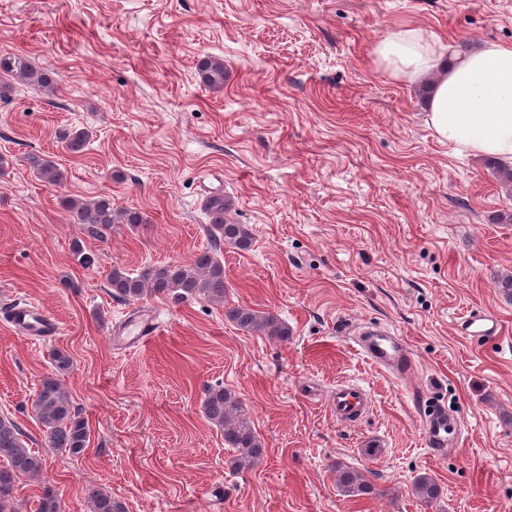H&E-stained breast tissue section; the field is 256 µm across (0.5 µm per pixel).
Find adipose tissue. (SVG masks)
<instances>
[{"label": "adipose tissue", "mask_w": 512, "mask_h": 512, "mask_svg": "<svg viewBox=\"0 0 512 512\" xmlns=\"http://www.w3.org/2000/svg\"><path fill=\"white\" fill-rule=\"evenodd\" d=\"M376 61L393 77L430 82L428 126L456 153L512 165V45L445 54L416 28L388 34Z\"/></svg>", "instance_id": "ef3b65f1"}]
</instances>
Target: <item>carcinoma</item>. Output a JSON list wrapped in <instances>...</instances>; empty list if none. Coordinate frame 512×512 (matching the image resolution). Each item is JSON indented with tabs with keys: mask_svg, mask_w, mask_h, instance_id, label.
<instances>
[{
	"mask_svg": "<svg viewBox=\"0 0 512 512\" xmlns=\"http://www.w3.org/2000/svg\"><path fill=\"white\" fill-rule=\"evenodd\" d=\"M197 71L201 82L208 88L224 89L226 70L224 58L206 55L198 60ZM60 74L57 71L35 67L28 56L13 53L0 56V98L12 92V83H19L51 93L58 89ZM89 133L69 130L64 134L66 148L73 154L84 151ZM27 163L42 182L55 185L63 179L58 164L52 157L31 154ZM486 166L505 189L512 191V166L506 167L489 158ZM234 204L224 192L213 191L203 203L208 219L207 232L210 248L195 255L187 263H172L132 276L121 267H114L108 284L112 297L121 301H135L144 297L168 299L174 303L203 299L224 305L225 317L239 329L258 333L272 341L286 342L292 331L273 312H264L246 305L224 304L226 283L224 263L218 258L223 248L248 251L253 245V235L246 224L237 223L231 216ZM71 221L84 226L93 237L103 238L114 224L139 227L149 223L145 213L136 208L116 209L112 197L100 196L91 201L73 199L68 203ZM55 373L44 376L39 385L33 410L42 424L48 446L58 448L71 456L84 453L89 440L87 421L72 405L63 389L59 375L72 367L70 357L61 350L53 355ZM203 412L207 420L224 432V445L232 452L231 470L239 471L256 466L264 455L262 440L257 435L250 414L232 390L221 385L210 386L205 391ZM45 459L28 447L25 433L10 418L0 417V512H13V502L20 477L40 476ZM338 486L349 497L369 495L373 488L358 472L339 467ZM415 493L429 505L440 495L438 484L429 477H420L415 483ZM37 512H61L57 492L44 488L39 497ZM89 512H126L125 506L111 495L93 491L89 496Z\"/></svg>",
	"mask_w": 512,
	"mask_h": 512,
	"instance_id": "cac0c4a2",
	"label": "carcinoma"
}]
</instances>
